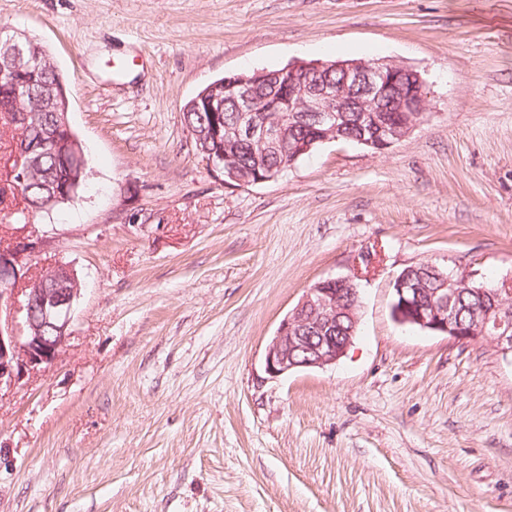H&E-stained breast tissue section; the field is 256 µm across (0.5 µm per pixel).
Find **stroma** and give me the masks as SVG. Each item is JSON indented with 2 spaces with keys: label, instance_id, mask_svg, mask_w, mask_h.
Masks as SVG:
<instances>
[{
  "label": "stroma",
  "instance_id": "35a3bbf8",
  "mask_svg": "<svg viewBox=\"0 0 512 512\" xmlns=\"http://www.w3.org/2000/svg\"><path fill=\"white\" fill-rule=\"evenodd\" d=\"M64 77L88 177L31 229L82 284L65 350L0 390V512H512V361L398 324L407 266L512 276V0H0ZM387 57L430 117L230 187L182 122L228 73ZM357 274L334 367L265 350Z\"/></svg>",
  "mask_w": 512,
  "mask_h": 512
}]
</instances>
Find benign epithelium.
Returning <instances> with one entry per match:
<instances>
[{"label": "benign epithelium", "instance_id": "1", "mask_svg": "<svg viewBox=\"0 0 512 512\" xmlns=\"http://www.w3.org/2000/svg\"><path fill=\"white\" fill-rule=\"evenodd\" d=\"M40 69V58L21 37L0 44V83L11 89L15 124L25 130L42 123L41 109L24 102L30 94L28 77ZM273 86L288 101V111L299 113L303 135L297 137L290 158L268 168L241 170L231 148L249 144L265 155L277 152L288 141L289 129L281 121L265 117L267 98L263 90ZM427 81L416 69L391 59L297 61L270 71L252 74L229 73L212 84L200 100L210 120L223 125L210 134L224 135L223 149L206 152V167L227 177L224 184L250 186L277 180L296 159L317 142L337 141L346 112L372 113L374 134L360 143L382 153L424 123L429 111ZM231 106L230 121L224 120ZM44 106L53 112L55 126L32 144L15 141L10 168L24 184L35 175L32 154L54 155L67 170L64 183L55 187L43 210L70 200L86 176V162L79 141L67 119L65 92L48 87ZM403 112L406 118L390 122L384 113ZM49 243V236L16 234L11 246L0 248V388L19 382L26 374L51 367L60 357L72 334L75 306L81 282L68 264L54 266L35 278L28 277L34 258ZM435 274V287L401 278L396 283L393 311L401 323L447 335L462 342L488 341L503 357H512V277L494 288L477 279L471 268L449 270L428 263ZM480 292L488 298L472 311L468 323L461 322L455 299L460 289ZM359 291L351 276L327 278L315 283L280 322L265 354V372L272 378L303 369H325L348 353L359 323ZM349 326H344L343 321Z\"/></svg>", "mask_w": 512, "mask_h": 512}]
</instances>
